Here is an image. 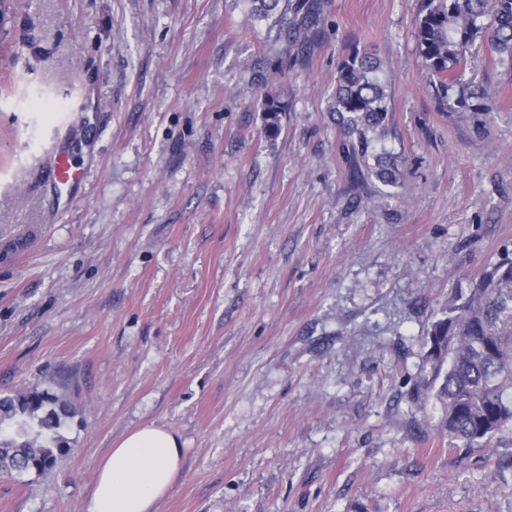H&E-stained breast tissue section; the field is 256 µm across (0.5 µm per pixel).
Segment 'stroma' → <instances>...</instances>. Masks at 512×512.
Instances as JSON below:
<instances>
[{"label": "stroma", "instance_id": "1", "mask_svg": "<svg viewBox=\"0 0 512 512\" xmlns=\"http://www.w3.org/2000/svg\"><path fill=\"white\" fill-rule=\"evenodd\" d=\"M6 3L0 396L76 414L52 474L0 476V512H88L149 424L183 456L157 512H512V432L449 447L417 394L449 289L512 248V68L479 48L462 82L484 97L439 99L417 0H321L304 53L239 0ZM355 46L388 93L365 155L327 110ZM56 147L86 174L67 195ZM262 109L265 114L268 135L274 138L280 129V114L284 112V107L278 96L267 93L262 103ZM375 161L372 173L383 183L396 184L402 176V166L398 160L389 153H380L375 156Z\"/></svg>", "mask_w": 512, "mask_h": 512}]
</instances>
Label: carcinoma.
Here are the masks:
<instances>
[{
	"label": "carcinoma",
	"instance_id": "1",
	"mask_svg": "<svg viewBox=\"0 0 512 512\" xmlns=\"http://www.w3.org/2000/svg\"><path fill=\"white\" fill-rule=\"evenodd\" d=\"M250 17L269 20L280 0H244ZM302 16L287 37L306 42L320 35L321 7L306 0ZM415 38L422 65L436 78L438 92L448 94L483 43L512 64V0H419ZM380 65L364 49L354 48L336 66L335 89L328 111L353 137L359 151L368 148L367 133L387 117L386 83ZM262 109L269 137L280 129L284 107L278 96L265 95ZM372 173L392 185L402 166L388 153L375 156ZM430 371L422 386L442 404L441 432L454 448H475L512 429V254L476 276H466L448 291L441 316L425 337ZM75 409L63 396L37 388L0 398V474H49L71 448L60 429Z\"/></svg>",
	"mask_w": 512,
	"mask_h": 512
}]
</instances>
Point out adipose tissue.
<instances>
[{
    "mask_svg": "<svg viewBox=\"0 0 512 512\" xmlns=\"http://www.w3.org/2000/svg\"><path fill=\"white\" fill-rule=\"evenodd\" d=\"M181 465V443L170 430L146 425L127 433L97 469L89 512H156Z\"/></svg>",
    "mask_w": 512,
    "mask_h": 512,
    "instance_id": "1",
    "label": "adipose tissue"
}]
</instances>
